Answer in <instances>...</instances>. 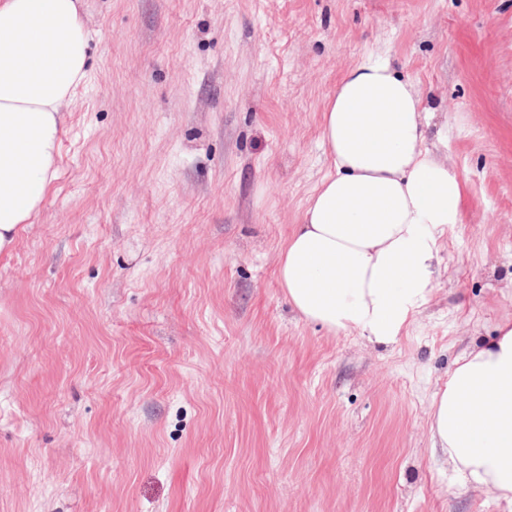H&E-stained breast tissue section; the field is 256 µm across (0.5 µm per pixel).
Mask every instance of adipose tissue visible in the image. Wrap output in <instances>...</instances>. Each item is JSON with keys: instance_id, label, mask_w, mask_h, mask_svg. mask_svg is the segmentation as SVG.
Returning <instances> with one entry per match:
<instances>
[{"instance_id": "1", "label": "adipose tissue", "mask_w": 512, "mask_h": 512, "mask_svg": "<svg viewBox=\"0 0 512 512\" xmlns=\"http://www.w3.org/2000/svg\"><path fill=\"white\" fill-rule=\"evenodd\" d=\"M79 0H0V256L57 174L63 102L86 76ZM420 91L389 59L349 69L321 138L333 163L278 258L291 307L331 331L391 344L433 292L438 229L460 223L463 184L426 145ZM429 432L469 490L512 512V319L456 362Z\"/></svg>"}]
</instances>
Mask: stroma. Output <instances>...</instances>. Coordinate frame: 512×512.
Here are the masks:
<instances>
[{
	"label": "stroma",
	"mask_w": 512,
	"mask_h": 512,
	"mask_svg": "<svg viewBox=\"0 0 512 512\" xmlns=\"http://www.w3.org/2000/svg\"><path fill=\"white\" fill-rule=\"evenodd\" d=\"M57 175L0 258V512H501L431 451L512 318V0H81ZM376 57L464 186L398 341L308 322L278 254Z\"/></svg>",
	"instance_id": "1"
}]
</instances>
